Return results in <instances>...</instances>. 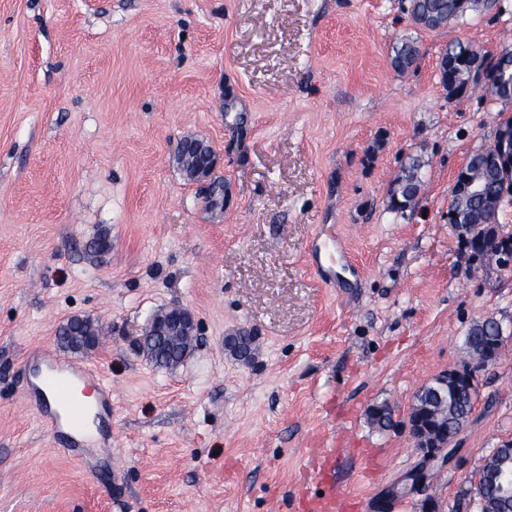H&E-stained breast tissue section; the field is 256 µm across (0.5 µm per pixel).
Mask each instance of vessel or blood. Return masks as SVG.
<instances>
[{"label":"vessel or blood","mask_w":512,"mask_h":512,"mask_svg":"<svg viewBox=\"0 0 512 512\" xmlns=\"http://www.w3.org/2000/svg\"><path fill=\"white\" fill-rule=\"evenodd\" d=\"M36 390L53 395L60 406L59 414L50 417L49 424L58 429L61 426L80 428L85 409L77 399L75 388L85 383L87 373L69 364L58 356L38 352ZM341 451L337 448L317 449L313 459V474L319 494L304 493L298 508L300 512H358L361 501L336 491V460Z\"/></svg>","instance_id":"vessel-or-blood-1"}]
</instances>
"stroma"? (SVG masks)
<instances>
[{"label":"stroma","mask_w":512,"mask_h":512,"mask_svg":"<svg viewBox=\"0 0 512 512\" xmlns=\"http://www.w3.org/2000/svg\"><path fill=\"white\" fill-rule=\"evenodd\" d=\"M407 4L0 0V512H271L309 482L310 449L342 446L337 482L377 512L418 466L415 393L464 360L474 322L512 324V269L448 222L456 171L512 103L449 97L439 75L450 41L512 47V0L427 31ZM406 38L420 55L400 73ZM186 136L218 153L223 210L178 170ZM412 157L416 203L389 209ZM326 231L354 266L336 283L311 258ZM173 305L201 341L160 368L136 340ZM73 316L94 350L58 342ZM243 329L248 361L224 345ZM41 350L112 383L97 440L30 401ZM479 382L458 455L389 512H455L512 437V338ZM391 64L397 71H404L411 67L419 55V46L416 41L405 39L393 47Z\"/></svg>","instance_id":"stroma-1"}]
</instances>
